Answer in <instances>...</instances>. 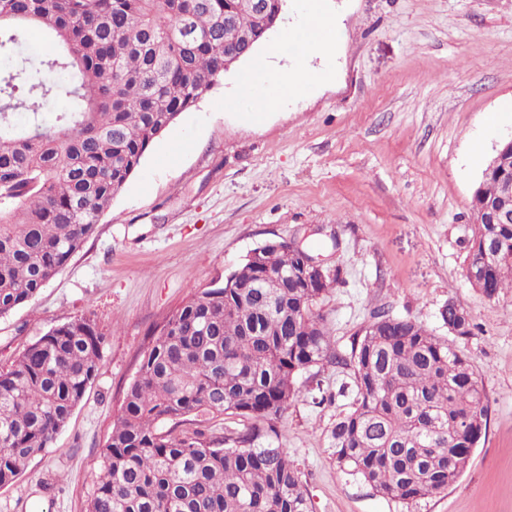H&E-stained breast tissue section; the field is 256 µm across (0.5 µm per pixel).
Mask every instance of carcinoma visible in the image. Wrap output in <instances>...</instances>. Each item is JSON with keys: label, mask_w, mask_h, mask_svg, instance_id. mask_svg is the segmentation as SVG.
I'll return each mask as SVG.
<instances>
[{"label": "carcinoma", "mask_w": 512, "mask_h": 512, "mask_svg": "<svg viewBox=\"0 0 512 512\" xmlns=\"http://www.w3.org/2000/svg\"><path fill=\"white\" fill-rule=\"evenodd\" d=\"M238 0H0V316L43 288L94 233L153 140L247 56L244 27L280 20ZM52 54L26 53L33 30ZM62 101L65 107H55ZM482 178L472 210L496 208ZM498 251L493 299L512 289V224H479L466 264ZM305 246L264 244L221 288L191 295L156 333L100 451L86 512H310L288 452L259 440L296 394L298 375L346 362L320 298L336 283L285 276ZM448 336L377 311L351 352L357 399L330 433L336 467L375 495L416 503L446 491L486 432L482 381L457 346L474 324L450 301ZM104 334L87 318L61 324L0 372V486L65 427L93 380ZM235 415L224 443L158 423Z\"/></svg>", "instance_id": "obj_1"}]
</instances>
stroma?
Wrapping results in <instances>:
<instances>
[{
  "mask_svg": "<svg viewBox=\"0 0 512 512\" xmlns=\"http://www.w3.org/2000/svg\"><path fill=\"white\" fill-rule=\"evenodd\" d=\"M334 49L290 46L331 81L258 111L242 60L145 154L95 232L31 300L0 317V369L77 316L104 333L96 376L49 448L0 487V512H84L98 454L143 355L191 295L222 286L266 240L306 239L337 269L317 304L335 348L377 309L448 333L455 301L474 328L460 348L481 379L485 435L459 479L407 505L333 463L330 431L356 401L353 365L296 380L273 445L301 472L311 512H512V291L487 299L465 277L472 196L512 135V0H320Z\"/></svg>",
  "mask_w": 512,
  "mask_h": 512,
  "instance_id": "stroma-1",
  "label": "stroma"
}]
</instances>
